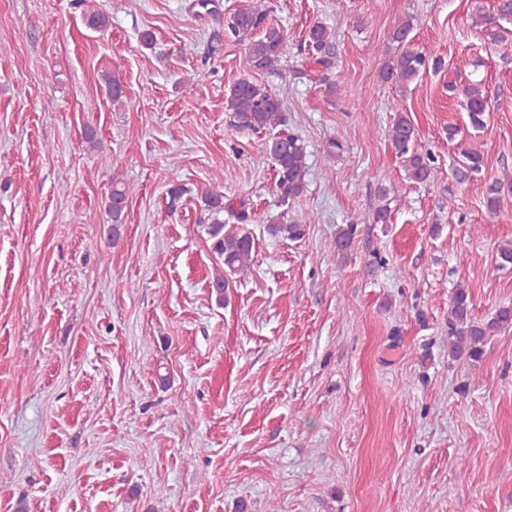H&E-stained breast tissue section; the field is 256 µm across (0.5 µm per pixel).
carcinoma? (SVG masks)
<instances>
[{
    "label": "carcinoma",
    "instance_id": "1",
    "mask_svg": "<svg viewBox=\"0 0 512 512\" xmlns=\"http://www.w3.org/2000/svg\"><path fill=\"white\" fill-rule=\"evenodd\" d=\"M224 31L234 38L260 32L257 39L248 44L249 62L256 71L271 70L282 58L287 35L283 29L267 23V10L264 0H249V4L231 15L224 23ZM306 47L312 62L325 68L331 65L333 44L330 33L322 25L310 28ZM441 67V62L429 61L425 54L405 49L384 62L380 75L386 82L408 85L417 79L428 67ZM466 110L471 123L483 126L487 100L482 90V82L473 81L464 88ZM226 107L235 125L244 130L263 131L284 125V116L279 99L265 86L243 79L229 87ZM388 139L396 156L401 160L407 178L416 183H429L435 178L433 158L414 147L416 131L412 122L402 114L388 130ZM269 153L275 164L277 185L282 197H300L305 188L306 148L301 140L289 132L273 135L268 144ZM465 168L458 171L464 179L468 173L481 170L483 158L476 150L464 153ZM504 181L495 180L484 196L485 208L489 214L497 216L503 211L502 191ZM127 202L126 190L112 185L108 201V211L112 217V237L119 236L121 219ZM204 204L214 223L207 225V234L213 241V251L218 255L232 275L242 277L251 273L254 265L255 244L246 232L226 229V224L217 216L232 207L224 204V196L207 193ZM357 225L349 224L340 229L331 244L333 255L345 256L353 246ZM270 232L275 236L297 239L304 235L301 224H271ZM448 357L451 359L479 360L489 338L503 328L512 326V305L497 308L487 319H477L473 314V303L466 288L455 289L448 307Z\"/></svg>",
    "mask_w": 512,
    "mask_h": 512
}]
</instances>
